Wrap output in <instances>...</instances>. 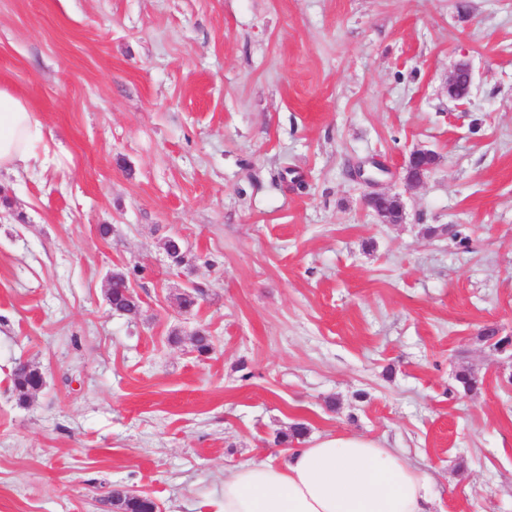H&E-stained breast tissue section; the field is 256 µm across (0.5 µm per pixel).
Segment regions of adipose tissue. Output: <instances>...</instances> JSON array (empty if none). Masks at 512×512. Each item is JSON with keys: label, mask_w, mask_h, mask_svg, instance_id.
<instances>
[{"label": "adipose tissue", "mask_w": 512, "mask_h": 512, "mask_svg": "<svg viewBox=\"0 0 512 512\" xmlns=\"http://www.w3.org/2000/svg\"><path fill=\"white\" fill-rule=\"evenodd\" d=\"M52 163L29 102L0 87V173ZM428 474L365 436L299 442L278 464L249 463L224 474L220 512H433Z\"/></svg>", "instance_id": "adipose-tissue-1"}]
</instances>
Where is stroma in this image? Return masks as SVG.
I'll list each match as a JSON object with an SVG mask.
<instances>
[{
	"mask_svg": "<svg viewBox=\"0 0 512 512\" xmlns=\"http://www.w3.org/2000/svg\"><path fill=\"white\" fill-rule=\"evenodd\" d=\"M0 85L56 159L0 175V512H101L115 484L216 512L296 422L396 449L435 512H512V359L479 339L512 336V0H0ZM372 158L404 223L363 203ZM471 85L472 73L470 67L467 64H460L448 79L449 98L454 100H461L465 98L467 95L457 97L456 92L460 91L462 88L466 89V91H469ZM437 160L438 156L432 150L419 148L412 151L404 165L406 184L411 187L419 185L424 179L425 173L434 168ZM413 171H417V174L413 175ZM131 273L124 268L113 269L108 285L107 301L111 309L119 314L135 318L140 313V300L131 285ZM14 395L20 404H25L44 385L40 370L25 363H18L11 374Z\"/></svg>",
	"mask_w": 512,
	"mask_h": 512,
	"instance_id": "1",
	"label": "stroma"
}]
</instances>
